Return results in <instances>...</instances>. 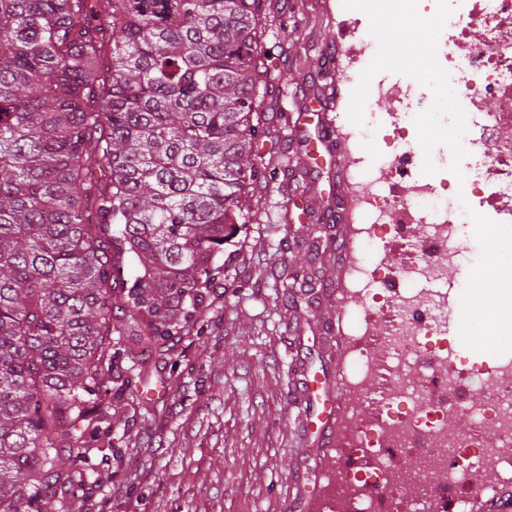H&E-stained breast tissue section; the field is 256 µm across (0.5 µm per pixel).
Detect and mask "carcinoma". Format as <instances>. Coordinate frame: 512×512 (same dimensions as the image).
<instances>
[{"label": "carcinoma", "mask_w": 512, "mask_h": 512, "mask_svg": "<svg viewBox=\"0 0 512 512\" xmlns=\"http://www.w3.org/2000/svg\"><path fill=\"white\" fill-rule=\"evenodd\" d=\"M280 10L0 0V512H52L112 395L187 331L224 244L299 162L255 151L288 97L261 25Z\"/></svg>", "instance_id": "1"}]
</instances>
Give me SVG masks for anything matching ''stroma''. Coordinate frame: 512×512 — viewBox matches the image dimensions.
I'll list each match as a JSON object with an SVG mask.
<instances>
[{
  "mask_svg": "<svg viewBox=\"0 0 512 512\" xmlns=\"http://www.w3.org/2000/svg\"><path fill=\"white\" fill-rule=\"evenodd\" d=\"M324 3L288 0L281 18L263 21L272 71L287 74L291 84L287 122L270 116L256 148L268 157L306 156L295 172L291 223H278L282 196L269 186L263 212L225 248L226 279L206 293L201 314L168 354L145 355L137 398L113 400L112 434L93 449L94 469L77 471L73 486L58 490L55 512H305L303 499L320 484L311 472L320 409L304 398L303 384L315 376L335 386L337 365L352 359L353 331L337 319V299L357 311L372 301L343 271L336 250L311 246L312 225L340 223L355 205L317 112L333 98L338 111L358 115L371 102V83L383 76L416 84L414 110L422 116L438 92L410 66L381 60L357 85L337 80L322 56L339 45L357 55L362 45L338 41V22L326 16ZM408 141L424 168L444 158L464 160L465 143L447 130L432 129L425 139L413 124ZM495 264L491 253L464 250L434 289L457 305L462 291L485 284ZM294 265L324 271L309 305L298 311L286 308L277 290ZM460 357L476 405L486 371L512 362V345Z\"/></svg>",
  "mask_w": 512,
  "mask_h": 512,
  "instance_id": "obj_1",
  "label": "stroma"
}]
</instances>
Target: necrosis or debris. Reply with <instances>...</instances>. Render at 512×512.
Returning a JSON list of instances; mask_svg holds the SVG:
<instances>
[{
	"label": "necrosis or debris",
	"mask_w": 512,
	"mask_h": 512,
	"mask_svg": "<svg viewBox=\"0 0 512 512\" xmlns=\"http://www.w3.org/2000/svg\"><path fill=\"white\" fill-rule=\"evenodd\" d=\"M409 14L427 12L448 22L441 93L433 122L448 125L468 146V162L460 170L469 194L448 203L432 177L415 172L413 152L390 153L380 162L366 161L364 142L384 130L397 137L408 135L416 90L413 85L378 81L374 96L398 102L397 110L378 116L362 113L359 122L342 120L339 132L348 157L357 199L358 227L347 245L346 271L365 286H377L375 306L366 314V327L353 340L351 389L363 378L389 372L399 389L369 419L352 414L357 431L336 453L339 479L331 512H371L374 493L387 496L391 512H471L472 501L484 493L479 485L483 469L512 462V364L491 372L483 404L467 409L456 391L460 386L455 358L443 340L448 300L426 291L390 295L393 279L385 266L366 261L379 243L399 237L405 225L427 224L418 243L421 257L405 278L438 281L444 266L453 265L462 252L458 229L470 223V204L478 202L489 223L512 224V210L502 207L512 197V41L503 33L512 28V0H405ZM495 101L487 109L486 101ZM423 357L431 373L424 386H416L404 361L409 351ZM470 411L473 429L462 435L451 425L460 412ZM498 430L495 439L481 431L485 422ZM420 447L411 474H404L403 453ZM366 456L369 469L362 479L366 493H351L345 463ZM413 492H406V484Z\"/></svg>",
	"instance_id": "necrosis-or-debris-1"
}]
</instances>
